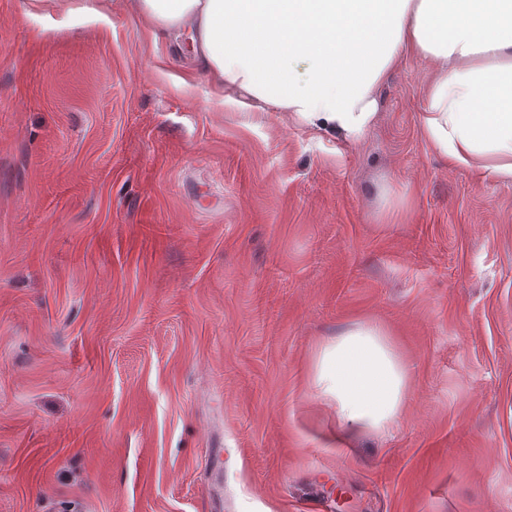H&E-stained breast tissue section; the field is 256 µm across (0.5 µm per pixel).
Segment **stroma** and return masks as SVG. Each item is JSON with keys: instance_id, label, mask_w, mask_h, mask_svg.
Wrapping results in <instances>:
<instances>
[{"instance_id": "obj_1", "label": "stroma", "mask_w": 512, "mask_h": 512, "mask_svg": "<svg viewBox=\"0 0 512 512\" xmlns=\"http://www.w3.org/2000/svg\"><path fill=\"white\" fill-rule=\"evenodd\" d=\"M428 81L350 140L129 0H0V512H512V182L433 150ZM365 321L411 387L339 447L313 358Z\"/></svg>"}]
</instances>
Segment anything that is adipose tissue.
<instances>
[{"label": "adipose tissue", "instance_id": "ef3b65f1", "mask_svg": "<svg viewBox=\"0 0 512 512\" xmlns=\"http://www.w3.org/2000/svg\"><path fill=\"white\" fill-rule=\"evenodd\" d=\"M146 25L189 37L222 102L287 112L356 138L376 94L408 54L429 62L421 122L435 151L512 180V0H130ZM409 367L381 326L324 340L316 396L336 408V442L387 430L402 412Z\"/></svg>", "mask_w": 512, "mask_h": 512}]
</instances>
